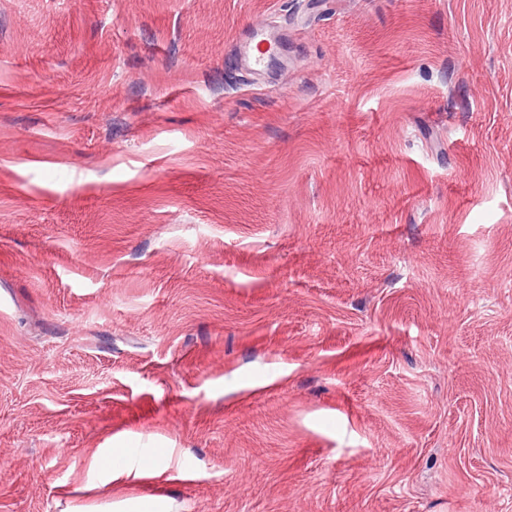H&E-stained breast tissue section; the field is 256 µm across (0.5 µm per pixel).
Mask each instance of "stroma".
Wrapping results in <instances>:
<instances>
[{"label": "stroma", "instance_id": "35a3bbf8", "mask_svg": "<svg viewBox=\"0 0 512 512\" xmlns=\"http://www.w3.org/2000/svg\"><path fill=\"white\" fill-rule=\"evenodd\" d=\"M137 497L512 512V0H0V512ZM243 51L248 64L255 70H261L277 57L279 44L257 30L246 43Z\"/></svg>", "mask_w": 512, "mask_h": 512}]
</instances>
